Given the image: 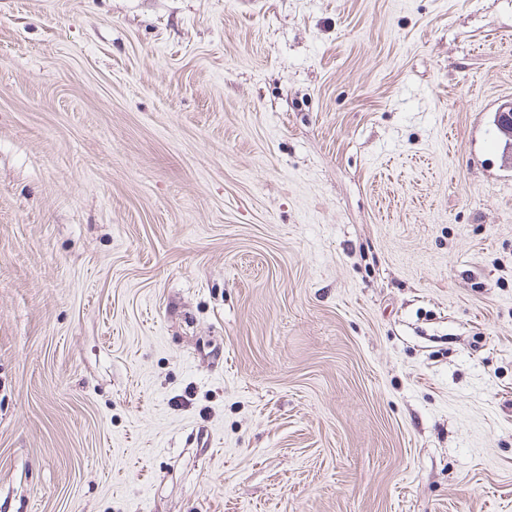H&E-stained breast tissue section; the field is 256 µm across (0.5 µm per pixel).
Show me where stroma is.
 I'll return each mask as SVG.
<instances>
[{"instance_id":"stroma-1","label":"stroma","mask_w":512,"mask_h":512,"mask_svg":"<svg viewBox=\"0 0 512 512\" xmlns=\"http://www.w3.org/2000/svg\"><path fill=\"white\" fill-rule=\"evenodd\" d=\"M512 0H0V512H512Z\"/></svg>"}]
</instances>
